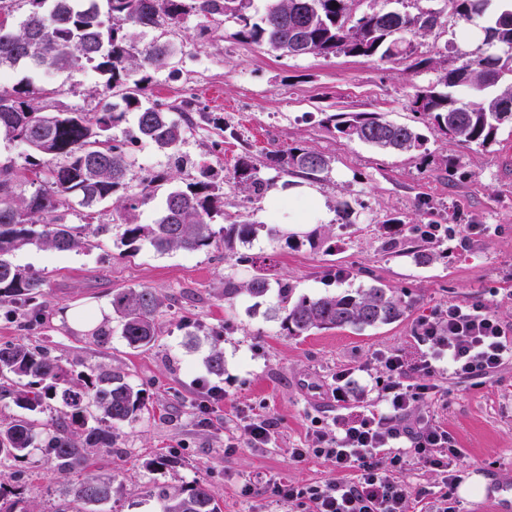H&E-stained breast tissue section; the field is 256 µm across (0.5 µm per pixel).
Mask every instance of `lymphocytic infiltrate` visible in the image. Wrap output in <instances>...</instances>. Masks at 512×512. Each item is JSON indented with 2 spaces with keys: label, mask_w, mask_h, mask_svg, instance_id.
Here are the masks:
<instances>
[{
  "label": "lymphocytic infiltrate",
  "mask_w": 512,
  "mask_h": 512,
  "mask_svg": "<svg viewBox=\"0 0 512 512\" xmlns=\"http://www.w3.org/2000/svg\"><path fill=\"white\" fill-rule=\"evenodd\" d=\"M417 335L423 351L414 364H407L398 352L379 359L388 374L382 409L354 421L334 416V434L316 430L310 448L290 449L296 462L311 455L329 460L338 479L274 485L280 502L300 512H415L426 492L392 478L393 472L413 461L441 471L446 487L455 485L458 451L450 447L447 431L428 417L412 415L411 409L433 399L438 375L472 378L492 373L512 356V340L495 316L467 303L437 309L420 322Z\"/></svg>",
  "instance_id": "1"
}]
</instances>
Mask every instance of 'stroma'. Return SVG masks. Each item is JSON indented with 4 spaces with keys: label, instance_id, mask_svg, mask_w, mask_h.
<instances>
[{
    "label": "stroma",
    "instance_id": "35a3bbf8",
    "mask_svg": "<svg viewBox=\"0 0 512 512\" xmlns=\"http://www.w3.org/2000/svg\"><path fill=\"white\" fill-rule=\"evenodd\" d=\"M464 23L445 11L431 34L414 38L422 68L408 60L385 62L342 54L288 57L265 46L234 39L237 25L225 19L210 38L197 34L195 19L175 29L138 33L141 42H168L180 63L151 74V100L178 105L192 87L198 108L220 117L223 128L200 125L180 147L184 162L173 169L167 153L150 143L134 147L129 183L156 170L173 169V185L186 187L208 166L231 173L239 156L263 161L267 152L292 147L315 150L331 161L328 172L307 178L262 169L272 186L264 199L248 200L233 184L224 186V212L250 213L261 223L249 254L265 257L273 277L288 280L297 295L340 293L373 282L404 293L410 306L399 321L362 332L320 330L290 336L274 318L270 302L240 297L224 302V276L247 280L253 267L224 256L223 247L196 252L159 253L142 246L127 253L123 228L112 205L96 221L108 232L85 233L80 248L56 252L29 246L15 253L16 265L42 277L45 315L33 331L21 318L0 316V343L48 347L76 370L112 367L141 388L148 410L136 422L114 426L111 453L95 458L97 469L112 473L111 512H158L150 489L206 483L223 512H293L272 494V482L321 484L336 479L332 463L315 456L293 461L288 451L311 444L313 417L353 418L380 409L385 370L379 354L401 352L416 360L419 321L451 302L480 305L512 335V124L500 127L486 147L461 146L414 116L409 98L436 85L444 69L456 65L466 45L458 34ZM35 86L56 89L55 109L90 111L100 107L101 78L87 70L33 74ZM325 112H379L391 122L419 128L424 146L410 153L377 150L339 137L320 125ZM347 202L355 222L341 230L337 202ZM326 221L322 236L335 250L309 245L291 220L310 222L314 207ZM420 224H446L452 233L428 244V264L406 257L419 240ZM152 288L164 295L157 321L160 335L147 350L129 348L121 336L94 345L85 320L112 319V291ZM223 326L221 339L211 327ZM224 350V373L207 372L213 344ZM349 374L356 398L336 402V376ZM440 398L423 404L460 448L458 476H482L479 499L446 493L441 472L417 465L395 471V481L432 495L447 494L450 512H498L505 489L512 488V358L490 375L437 381ZM218 386L223 396L206 397ZM276 424L268 447L253 448L245 416ZM159 457L170 458L166 467ZM72 477L60 476L44 449H34L19 466L0 470V485L20 494L27 512H57Z\"/></svg>",
    "mask_w": 512,
    "mask_h": 512
}]
</instances>
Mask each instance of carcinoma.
<instances>
[{"mask_svg": "<svg viewBox=\"0 0 512 512\" xmlns=\"http://www.w3.org/2000/svg\"><path fill=\"white\" fill-rule=\"evenodd\" d=\"M27 9L16 19L9 0H0V73L26 67L59 72L89 67L106 77L102 93H120L122 105L94 112H49L36 103L45 90L25 79L0 86V136L23 142L31 152L19 164L0 161V308L4 315L21 312L30 326L44 316L43 280L14 264V254L37 245L70 251L82 244L85 225L64 222L65 212L79 207L87 219L96 208L115 201L124 219L123 243L134 250L144 244L158 252H188L224 245L225 254L255 265L244 283L224 276V302L241 295L261 303L276 291L274 312L292 336L316 330L386 325L400 320L407 303L382 284L347 289L338 294L294 296L295 286L271 281L254 257L238 254L262 225L246 216H224V179L207 166L195 181L168 191L151 224L135 221L138 208L151 198L170 172H157L130 189L127 181L132 148L147 141L176 155L198 122L220 126L221 119L197 112L194 100L179 107L180 119L147 97L148 72L169 64L167 45H140L136 30L173 28L187 15L197 19L199 34L219 32L224 18L235 20L233 37L264 45L285 56L344 54L390 61L413 53L407 36L433 31L426 11L359 13L355 0H267L263 13L253 0H22ZM464 22L482 21L483 40L438 83L416 91L412 110L460 145L486 146L501 125L512 124V5L492 9V0H448ZM136 114L134 128L122 140L112 129ZM320 123L349 141L383 150L412 151L424 145L413 127L387 120L379 112L324 113ZM265 167L286 176H315L329 168L322 154L304 147L265 155ZM229 182L251 199L266 195L269 181L249 154L241 156ZM26 184L27 196L16 190ZM222 223H217V220ZM164 297L150 288L112 292V314L120 336L133 349L152 347L158 339L157 314ZM205 366L224 374V351L210 350ZM0 399H9L20 413L0 419V467L25 462L36 444L46 448L61 475L78 474L72 499L60 512H104L112 501L115 478L91 469L94 450L114 447L112 426L131 423L147 410L143 390L120 371H75L45 347L0 344ZM59 404L56 417L44 420L48 402ZM160 512H221L211 489L202 483L170 491L153 490ZM0 512H29L0 487Z\"/></svg>", "mask_w": 512, "mask_h": 512, "instance_id": "carcinoma-1", "label": "carcinoma"}]
</instances>
